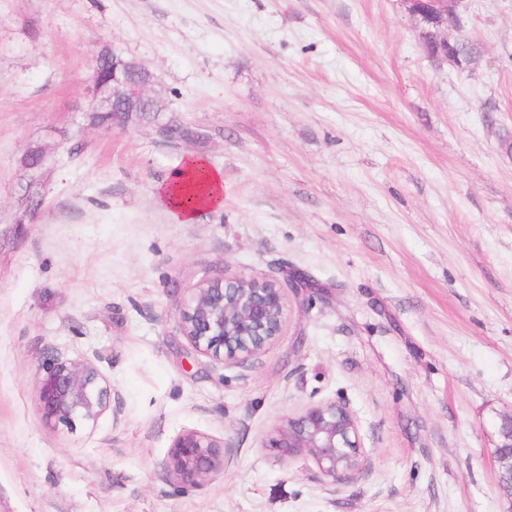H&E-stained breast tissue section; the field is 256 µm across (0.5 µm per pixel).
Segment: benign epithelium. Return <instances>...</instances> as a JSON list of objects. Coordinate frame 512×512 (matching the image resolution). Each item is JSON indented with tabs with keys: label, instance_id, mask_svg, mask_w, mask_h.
<instances>
[{
	"label": "benign epithelium",
	"instance_id": "1",
	"mask_svg": "<svg viewBox=\"0 0 512 512\" xmlns=\"http://www.w3.org/2000/svg\"><path fill=\"white\" fill-rule=\"evenodd\" d=\"M407 11L421 23L433 24L439 56L456 66L472 65L454 50L451 32L461 24L463 0H404ZM99 52L86 89L85 111L110 110L113 127L124 129L133 115L147 110L155 74L135 59L112 54V77H100ZM288 315L285 288L274 279L226 275L193 289L180 309V322L196 351L216 360L244 363L272 346L281 336ZM39 411L52 430L74 432L94 427L111 407V387L87 357L47 356L40 365ZM500 441L493 452L498 488L512 501V414L501 419ZM224 443L194 429L172 440L168 469L185 489L198 488L224 473ZM266 447L280 459L310 458L323 480L337 482L354 469L361 448L358 421L343 404H311L287 416Z\"/></svg>",
	"mask_w": 512,
	"mask_h": 512
}]
</instances>
